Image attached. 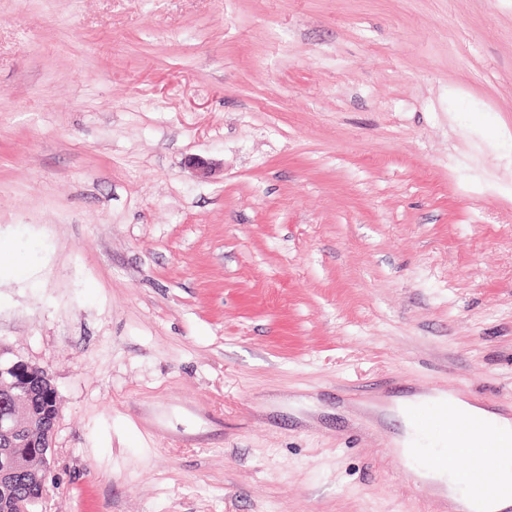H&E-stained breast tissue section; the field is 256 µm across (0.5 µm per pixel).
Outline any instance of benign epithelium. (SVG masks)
I'll list each match as a JSON object with an SVG mask.
<instances>
[{"label": "benign epithelium", "mask_w": 512, "mask_h": 512, "mask_svg": "<svg viewBox=\"0 0 512 512\" xmlns=\"http://www.w3.org/2000/svg\"><path fill=\"white\" fill-rule=\"evenodd\" d=\"M45 369L33 366L23 360L4 358L0 351V489L9 495L15 480L35 475L44 482V474L51 462L54 447L56 420L47 417L36 420V388L29 383H19L21 379H47ZM41 435V447L16 451L14 446L28 441L31 432Z\"/></svg>", "instance_id": "benign-epithelium-1"}]
</instances>
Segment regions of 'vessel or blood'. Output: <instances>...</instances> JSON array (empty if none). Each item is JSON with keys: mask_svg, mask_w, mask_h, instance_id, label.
<instances>
[{"mask_svg": "<svg viewBox=\"0 0 512 512\" xmlns=\"http://www.w3.org/2000/svg\"><path fill=\"white\" fill-rule=\"evenodd\" d=\"M415 420L422 433L441 444L434 455L438 467H447L461 453L473 460V468L460 476L472 506L512 498V481L487 476L484 470L488 462L512 459V436L500 435L483 417L464 411L428 409L416 413Z\"/></svg>", "mask_w": 512, "mask_h": 512, "instance_id": "b4317fda", "label": "vessel or blood"}]
</instances>
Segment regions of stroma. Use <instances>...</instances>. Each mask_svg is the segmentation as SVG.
Returning <instances> with one entry per match:
<instances>
[{
  "label": "stroma",
  "mask_w": 512,
  "mask_h": 512,
  "mask_svg": "<svg viewBox=\"0 0 512 512\" xmlns=\"http://www.w3.org/2000/svg\"><path fill=\"white\" fill-rule=\"evenodd\" d=\"M0 251L40 512H436L354 412L512 415V0H0Z\"/></svg>",
  "instance_id": "1"
}]
</instances>
